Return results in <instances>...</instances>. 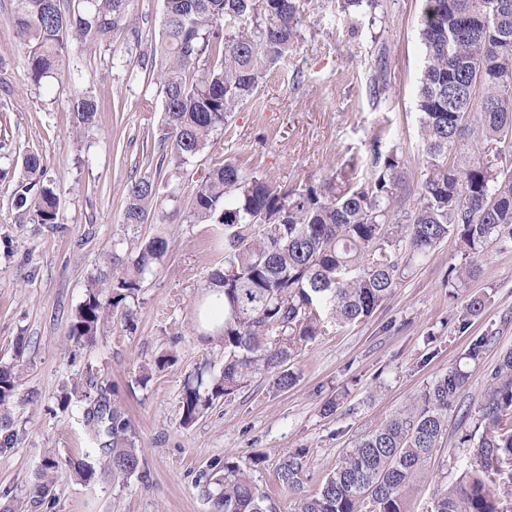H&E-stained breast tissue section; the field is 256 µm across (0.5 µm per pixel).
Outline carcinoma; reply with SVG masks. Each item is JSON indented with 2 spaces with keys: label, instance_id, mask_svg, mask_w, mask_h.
<instances>
[{
  "label": "carcinoma",
  "instance_id": "obj_1",
  "mask_svg": "<svg viewBox=\"0 0 512 512\" xmlns=\"http://www.w3.org/2000/svg\"><path fill=\"white\" fill-rule=\"evenodd\" d=\"M130 0H15L11 24L25 47L24 67L39 84L65 74L68 43L106 40L126 28ZM300 0H164L162 33L152 48L165 133L159 166L175 169L203 152L224 130L236 107L249 101L261 79L293 52L300 39ZM419 34L425 61L417 95L423 178L411 191L393 150L375 139L365 175L355 167L339 180L302 188L247 173L229 159L214 164L187 197L190 222L211 224L224 248V267L209 276L206 299L195 311L204 335L224 346V370L203 372L181 394V421L193 425L214 404L232 398L257 374L279 389L295 382L288 362L329 324L369 318L401 280L407 261L423 258L455 236L466 255H478L506 230L512 235V0H424ZM99 105L86 91L75 125H92ZM41 155L30 153L12 198L30 224L59 223V202L44 184ZM158 186L149 177L130 183L123 223L141 224ZM167 242L142 243L112 279L88 289L67 330L66 344L91 346L119 312L130 307L147 273L160 264ZM475 259L452 268L463 288ZM224 304L223 320L210 307ZM493 344L479 336L457 363L410 408L353 441L321 488L308 494L302 474L306 449L279 459L280 484L297 496L298 512H405L407 495L446 434L448 409L460 405L477 364ZM473 425L462 429L467 448L459 480L436 494L433 512H512V350L487 372ZM16 399L14 366L0 365V452L18 432L8 412ZM108 438L114 476H130L141 460L132 448V424L106 396L85 412ZM250 465L224 462L208 492L214 512H274ZM62 469L44 457L26 499L0 512H40Z\"/></svg>",
  "mask_w": 512,
  "mask_h": 512
}]
</instances>
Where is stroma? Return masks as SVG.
Returning a JSON list of instances; mask_svg holds the SVG:
<instances>
[{
    "mask_svg": "<svg viewBox=\"0 0 512 512\" xmlns=\"http://www.w3.org/2000/svg\"><path fill=\"white\" fill-rule=\"evenodd\" d=\"M13 10V0H0V62L12 89L0 94V150L13 163L43 156L60 222L20 223L11 204L17 179L0 180V363L15 367L11 419L19 433L15 447L0 454V503L26 496L51 449L63 461H91L97 475L87 483L64 469L40 512H213L207 489L225 458L260 454L255 482L277 512H296L295 496L276 476L281 456L306 449L304 486L317 491L344 448L408 406L486 334L494 343L472 371L464 406L449 410L446 435L405 502L406 512H431L437 490L461 472V411L477 410L487 371L512 349V238L479 257L477 276L461 291V300L484 303L469 324L460 323L458 302L448 297L449 268L465 260L451 236L413 264L367 320L330 328L306 345L289 363L292 387L280 390L271 376H256L185 427L180 397L188 378L202 366L216 375L224 367L223 345L189 324L224 253L210 225L184 223L175 213L214 161L229 158L255 176L300 188L368 160L377 136L396 150L406 180L417 183L422 0H363L347 14L337 0H308L295 50L178 171L158 165L163 106L150 54L163 0H132L128 26L110 41L70 47L75 80L39 85L20 63ZM379 70L386 79L377 85ZM85 91L96 96L99 112L77 138L73 113ZM144 176L156 181L157 202L143 223H124L125 187ZM153 237L165 238L168 249L131 303L133 327L115 318L92 346H67L89 286L111 278L113 258L130 257ZM166 352L175 362L155 368ZM104 388L129 416L142 459L124 478L109 473L104 439L85 422L90 399ZM66 392L72 399L64 406Z\"/></svg>",
    "mask_w": 512,
    "mask_h": 512,
    "instance_id": "obj_1",
    "label": "stroma"
}]
</instances>
